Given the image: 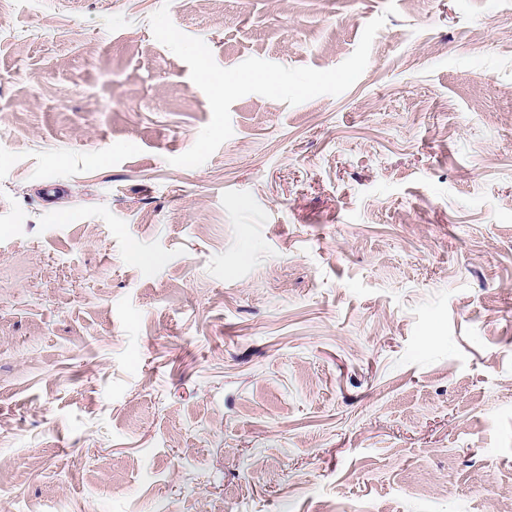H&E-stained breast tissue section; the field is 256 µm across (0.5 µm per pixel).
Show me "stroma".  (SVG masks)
<instances>
[{
    "instance_id": "1",
    "label": "stroma",
    "mask_w": 512,
    "mask_h": 512,
    "mask_svg": "<svg viewBox=\"0 0 512 512\" xmlns=\"http://www.w3.org/2000/svg\"><path fill=\"white\" fill-rule=\"evenodd\" d=\"M164 5L223 68L387 21L344 93L246 95L185 168L212 112ZM0 488L512 512V0H0Z\"/></svg>"
}]
</instances>
